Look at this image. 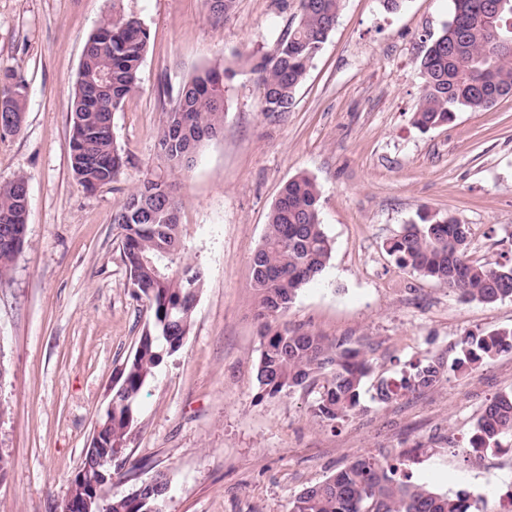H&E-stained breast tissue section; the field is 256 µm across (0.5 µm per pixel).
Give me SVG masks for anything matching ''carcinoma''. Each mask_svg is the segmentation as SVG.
<instances>
[{
  "mask_svg": "<svg viewBox=\"0 0 512 512\" xmlns=\"http://www.w3.org/2000/svg\"><path fill=\"white\" fill-rule=\"evenodd\" d=\"M342 0H300L297 25L288 28L271 55L252 54L251 71L262 86L261 112L279 117L292 110L298 87L309 64L333 30ZM495 18L486 15L484 0H453L451 20L442 34L429 38L419 63L422 95L413 124L429 130L448 124L457 112H477L512 96V0H503ZM149 33L134 18L103 22L85 44L82 75L112 74V84L95 99L86 98L76 81L70 115L81 122L82 133L70 139L77 152L70 163L76 179L88 190L92 182L106 185L121 173L123 159L105 123L113 102L124 101L137 88L138 71L147 51ZM228 69L205 68L179 92L166 113L159 146L164 162L173 170L193 165L203 142L219 136L224 117V80ZM13 88L0 99V113L14 114L3 128L21 129L20 104L26 83L16 73H5ZM27 182L16 176L0 186V215L24 228L27 215L19 191ZM319 190L307 174L289 179L268 215L263 243L252 258L254 305L261 322L260 357L256 380L270 397L289 394L324 379L317 413L328 422L345 420L360 402L371 364L364 345L348 340L330 341L309 331L273 325L270 318L284 315L299 290L324 272L331 243L319 216ZM129 270L130 286L146 303L148 323L134 353L118 371L112 387V409L99 421V446L85 449L83 474L68 491L76 502L89 503L90 512H164L165 491L136 487L122 497L92 500V487L101 471H112V456L123 447L133 427L137 400L164 361L177 353L189 334L205 271L191 263L179 224L178 207L170 185L148 179L127 199L113 220ZM469 225L456 217L423 210L417 220L386 243L396 264L412 273L436 280L463 302L493 304L512 298V261L479 263L470 260ZM18 251L0 243V281L13 270ZM512 349V329L470 333L461 341L456 366L469 368ZM445 369L439 361L413 364L397 379L377 386L378 400L398 398L439 385ZM512 439V390L491 400L477 419L472 445L499 450ZM291 512H486L483 501L465 490L440 494L412 481L401 458L365 457L303 489L292 501Z\"/></svg>",
  "mask_w": 512,
  "mask_h": 512,
  "instance_id": "1",
  "label": "carcinoma"
}]
</instances>
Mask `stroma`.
I'll return each mask as SVG.
<instances>
[{
  "mask_svg": "<svg viewBox=\"0 0 512 512\" xmlns=\"http://www.w3.org/2000/svg\"><path fill=\"white\" fill-rule=\"evenodd\" d=\"M452 10V0L395 10L343 0L292 111L273 121L242 58L275 52L299 0H235L220 17L204 0H0V75L27 82L22 127L0 137V185L22 174L29 188L26 243L0 282V453L10 461L0 512H55L148 321L112 216L154 176L171 184L188 254L206 276L182 349L142 390L112 460L136 469L113 477V496L162 470L165 512H290L303 488L357 459L399 454L414 482L468 490L497 512L512 458H473L469 439L488 400L512 390V350L472 370L454 364L468 333L512 327V300L460 302L385 251L425 208L470 226L471 260L512 259V98L428 131L412 120L423 40ZM119 16L139 19L149 42L138 89L112 114L122 171L90 191L70 169L69 104L87 37ZM215 66L234 71L223 130L191 168L169 170L158 146L165 114ZM300 173L317 183L332 253L285 319L369 345L360 405L336 424L316 414L318 388L272 398L256 381L252 257L281 187ZM432 359L446 368L440 385L377 400L380 380Z\"/></svg>",
  "mask_w": 512,
  "mask_h": 512,
  "instance_id": "1",
  "label": "stroma"
}]
</instances>
